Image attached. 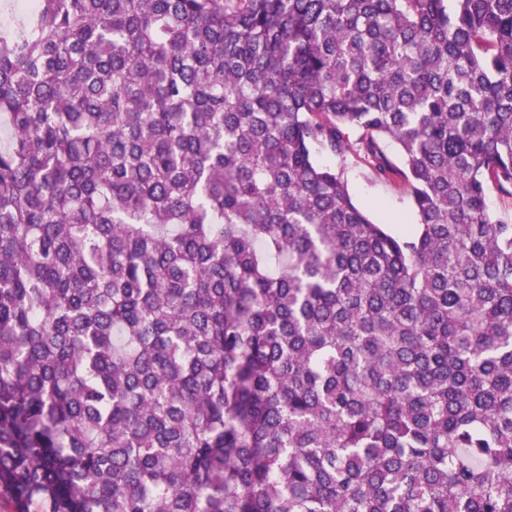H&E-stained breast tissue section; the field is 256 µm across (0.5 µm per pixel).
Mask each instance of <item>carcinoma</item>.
Instances as JSON below:
<instances>
[{
    "label": "carcinoma",
    "instance_id": "carcinoma-1",
    "mask_svg": "<svg viewBox=\"0 0 512 512\" xmlns=\"http://www.w3.org/2000/svg\"><path fill=\"white\" fill-rule=\"evenodd\" d=\"M453 2L35 0L0 30L16 512H512V0ZM348 128L414 227L319 159ZM487 208L494 219L512 224V197L490 185L486 196Z\"/></svg>",
    "mask_w": 512,
    "mask_h": 512
}]
</instances>
